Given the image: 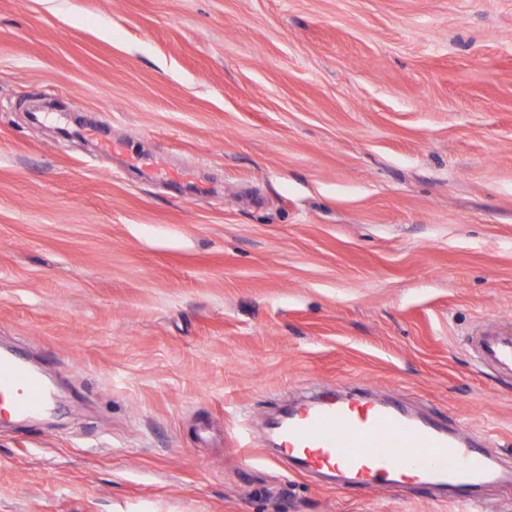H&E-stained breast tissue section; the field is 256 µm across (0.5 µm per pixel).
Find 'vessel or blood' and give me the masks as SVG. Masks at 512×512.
Returning <instances> with one entry per match:
<instances>
[{
  "instance_id": "1",
  "label": "vessel or blood",
  "mask_w": 512,
  "mask_h": 512,
  "mask_svg": "<svg viewBox=\"0 0 512 512\" xmlns=\"http://www.w3.org/2000/svg\"><path fill=\"white\" fill-rule=\"evenodd\" d=\"M4 400L25 417L51 403L38 374L18 357L0 354ZM280 435L284 452L302 470L343 472L364 489L415 480L451 486L466 503L473 487L498 478L474 438L448 434L436 422L411 419L390 404L336 400L306 406Z\"/></svg>"
}]
</instances>
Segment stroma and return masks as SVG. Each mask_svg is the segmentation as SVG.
<instances>
[{
	"instance_id": "1",
	"label": "stroma",
	"mask_w": 512,
	"mask_h": 512,
	"mask_svg": "<svg viewBox=\"0 0 512 512\" xmlns=\"http://www.w3.org/2000/svg\"><path fill=\"white\" fill-rule=\"evenodd\" d=\"M93 119L114 149L98 150ZM512 0H0V512H479L297 471L363 390L509 481ZM8 399L20 416H31L51 404L50 396L40 376L32 372L16 356L0 353V402ZM3 410L11 412L8 402Z\"/></svg>"
}]
</instances>
